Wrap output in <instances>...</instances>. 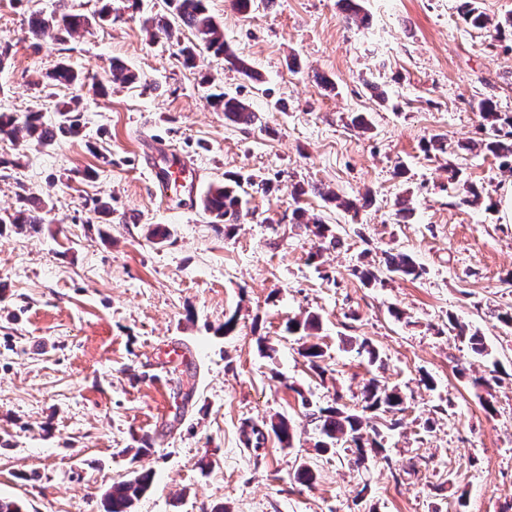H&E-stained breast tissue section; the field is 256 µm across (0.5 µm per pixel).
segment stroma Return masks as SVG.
I'll return each instance as SVG.
<instances>
[{"mask_svg":"<svg viewBox=\"0 0 512 512\" xmlns=\"http://www.w3.org/2000/svg\"><path fill=\"white\" fill-rule=\"evenodd\" d=\"M69 2L90 23L59 43L28 34L53 0H0V112L50 119L77 97L83 122L46 147L0 136V497L24 512H103L112 484L144 469L153 483L133 512H512V327L497 320L512 312V223L495 207L512 172L456 149L478 139L481 100L512 113V34L471 27L463 0H361L365 28L347 26L337 0H260L247 16L207 0L256 82L207 53L186 66L176 42L151 39L141 18L164 0H112L108 24L93 20L97 0ZM59 60L110 83L108 96L47 85ZM116 61L138 86L111 83ZM215 88L259 122L225 119L208 101ZM358 113L370 131L353 128ZM434 136L446 153L424 152ZM153 141L194 160L200 196L230 176L268 188L218 230L200 196L152 191L142 155ZM452 165L479 205L449 184ZM314 183L375 203L353 215L294 201V185ZM24 186L49 199L34 230L8 222ZM99 198L110 223L93 211ZM298 205L335 225L341 246L311 258L290 222ZM157 226L166 238L151 236ZM397 251L424 275L384 272ZM362 266L380 281H362ZM310 313L319 373L286 330ZM460 324L480 331L486 355ZM362 338L376 362L353 347ZM373 377L405 403L393 429L372 414L383 450L358 468L344 447L315 448L301 399L357 409ZM281 416L288 447L268 431ZM248 422L267 429L261 448L245 445ZM303 464L314 484L295 480Z\"/></svg>","mask_w":512,"mask_h":512,"instance_id":"35a3bbf8","label":"stroma"}]
</instances>
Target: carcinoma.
<instances>
[{"label": "carcinoma", "instance_id": "obj_1", "mask_svg": "<svg viewBox=\"0 0 512 512\" xmlns=\"http://www.w3.org/2000/svg\"><path fill=\"white\" fill-rule=\"evenodd\" d=\"M169 14H155L145 19L144 24L151 30L154 37H173L174 23L179 22L189 29L196 39L181 48L184 64L192 66L196 61L197 44L215 57L224 58V64L237 70L245 77L256 80L258 73L247 60L224 40L223 27L211 15L205 5V0H166ZM346 24L367 26L366 16L361 14L359 0H338ZM463 16L472 27L484 30L489 19L478 6V0H465L462 4ZM88 20L71 12L68 0H56L55 9L49 14L34 12L29 20V33L36 39L54 38L63 40L85 26ZM51 85H66L82 88L86 84V77L70 66L58 62L45 74ZM211 106L224 113V117L237 125H253L258 120L249 104L229 95L219 93L211 96ZM480 112L485 124L482 126L484 138L481 146L500 161L502 167L512 171V115L497 111V105L491 99H485L479 104ZM81 129L78 106H68L56 112L54 121L48 123L39 111L28 113L21 123L8 112H0V134L17 139L27 138L41 145H50L58 137L76 136ZM312 194L328 202H335L345 210L357 211L372 205L373 197L370 194L356 200H339V195L325 188L321 184H312L305 188L299 187L296 196ZM247 200L244 199L241 179L229 180L224 184L213 186L203 199V210L208 213L215 224H222L229 228L240 222L246 215ZM47 203L36 197L24 198V205L15 215L9 217V223L32 228L44 223L43 210ZM292 221L301 224L309 231L318 243L336 247L340 238L331 224L325 223L318 216L308 214L304 209L297 207L292 212ZM386 271L406 278L417 279L423 270L408 254L398 252L389 253L385 259ZM319 326V318L309 314L303 319L290 321L288 330L301 331L305 335H312V331ZM404 398L394 388L372 378L364 387L363 404L361 410L351 409L343 404L330 407L313 408V404L306 397H301V406L306 417L317 434L315 447L328 452L337 444L343 442L355 448L353 465H364L366 449L378 448L376 440L379 432L376 428H368V412L396 413L403 410ZM271 430L279 442L291 445L293 439L292 428L289 421L281 417L271 423ZM373 436H368V433ZM151 483V474L146 471H135L133 475L123 481L112 484L105 494L104 512H131L134 502L146 493Z\"/></svg>", "mask_w": 512, "mask_h": 512}]
</instances>
